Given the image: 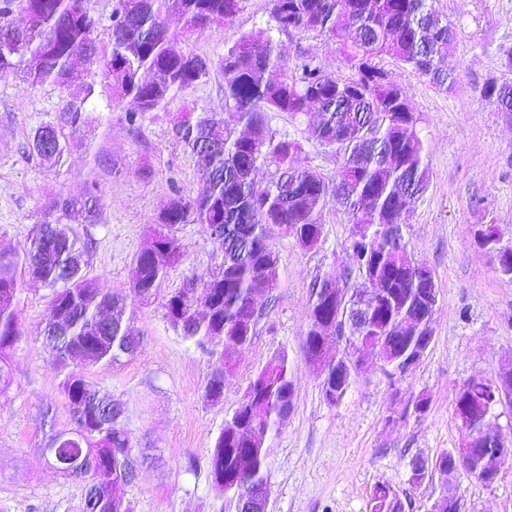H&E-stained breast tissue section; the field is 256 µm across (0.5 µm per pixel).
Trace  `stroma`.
<instances>
[{"mask_svg": "<svg viewBox=\"0 0 512 512\" xmlns=\"http://www.w3.org/2000/svg\"><path fill=\"white\" fill-rule=\"evenodd\" d=\"M456 33L445 51L455 83L442 89L402 71L399 83L421 117L430 171L427 191L407 210L403 235L410 253L433 271L440 289L432 343L416 367L392 375L368 359L346 396L328 404L317 371L302 358L309 285L328 269L352 267V224L343 208L327 206L323 233L310 250L282 230L269 232L280 257V282L256 303L255 334L224 380V400L205 396L206 354L175 331L159 305L139 306L133 292L135 257L173 188L202 192L197 163L174 142L173 125L183 108L221 113L224 76L219 63L242 35L269 27L270 0H247L244 10L187 37L185 50L208 55V80L168 108L146 113L140 135L129 133L124 108L108 110L109 92L97 86L85 121L68 130V149L57 166L27 148L33 128L56 120L67 99L52 83L30 85L19 74L0 78V250L22 251L45 219L51 191L83 196L97 184L103 202L89 228L92 247L85 272L105 292L126 297L142 349L119 362L88 367V378L111 393L141 465L126 488L135 512H237L233 500L211 488L210 454L224 421L251 378L277 353L293 365L294 408L272 437L266 459L268 512H370L376 485L387 484L405 501V512H431L441 491L454 493L461 512H512V455L484 483L458 472L410 481L414 457L436 460L459 447L462 429L454 411L457 389L474 378L512 368V280L500 276L475 233L492 225L512 246V116L483 95L493 79L512 81L503 66L512 52V0H435ZM283 61L314 57L324 73L348 78L340 41L312 34L280 33ZM273 128L306 142L297 158L326 177L341 159L334 149L308 141L305 127L287 117ZM183 256L167 287L206 276L220 262V248L206 225L183 224L177 232ZM50 291L26 282L18 320L21 336L11 352V384L0 393V512H83L84 485L49 468L41 455L50 429L70 426L55 352L42 343ZM423 412H415L417 401Z\"/></svg>", "mask_w": 512, "mask_h": 512, "instance_id": "stroma-1", "label": "stroma"}]
</instances>
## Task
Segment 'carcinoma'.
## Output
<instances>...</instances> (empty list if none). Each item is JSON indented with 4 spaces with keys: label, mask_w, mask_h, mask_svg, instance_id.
<instances>
[{
    "label": "carcinoma",
    "mask_w": 512,
    "mask_h": 512,
    "mask_svg": "<svg viewBox=\"0 0 512 512\" xmlns=\"http://www.w3.org/2000/svg\"><path fill=\"white\" fill-rule=\"evenodd\" d=\"M90 0H0V76L21 73L31 85L46 82L72 85L70 64L86 61V78L66 100L57 120L33 129L29 148L41 160L57 164L64 156L67 134L83 120L95 86L111 91L113 100L129 98L137 109L125 114L128 130L140 129L147 112L167 108L193 91L210 74L211 60L185 51L168 26L175 12L183 35L203 33L208 26L244 9L246 0H117L108 42L97 39L99 19ZM273 29L279 33L314 32L337 38L346 51L354 77L327 75L304 57L288 67L276 51L271 31L243 35L224 52V108L239 114L250 127L238 135L224 127L215 112L187 109L174 126L175 143L198 159L205 193L175 192L157 219L167 226L163 236L151 235L135 258L133 288L140 304L160 302L170 324L184 338L207 351L210 372L206 389L215 400L224 396V371L238 351L250 343L254 329L245 314L254 313L256 297L278 287L279 257L268 241L271 224L293 225L292 238L303 249L319 243L322 211L336 204L352 219V244L369 241L371 254L353 269L328 270L309 287L304 359L325 349L320 320H331L339 336L385 337V365L401 374L406 359L419 347L418 337L432 335L434 309L420 301V261L413 258L398 224L410 202L429 185L421 118L394 78V68L409 70L441 88L452 87L454 69L437 61L438 49L454 37L439 18L433 0H271ZM26 16L24 26L9 22L15 6ZM484 95L504 111L512 102V84L491 80ZM321 119L310 127L309 139L343 155L333 180L296 165L303 143L271 126V116L286 115L308 123L311 106ZM100 197L93 188L82 198L63 193L46 203L47 219L35 229L22 253L0 252V392L9 385L7 352L19 341L17 314L26 279L51 289L44 341L56 350L64 369L62 390L69 406L72 434L52 432L45 444L74 463L63 475L85 483L84 512H134L125 487L138 474L139 459L122 425V410L112 396L91 382L84 367L110 364L132 356L140 340L126 324L123 299L100 292L82 273L90 242L76 224L98 222ZM181 224H206L221 247L217 271L192 278L171 292L162 288L168 269L181 257L176 235ZM355 280L354 297L334 299L328 284ZM378 280L381 288L367 325L349 326L355 297ZM425 317L414 335L395 340L388 328L408 316ZM325 383L335 392L325 397L340 402L348 389L347 373L336 376V364L325 366ZM467 400L482 416L486 407L483 380L464 384ZM292 365L281 352L247 385L234 410L236 427L222 429L210 457L211 487L218 495L235 497L238 490L265 482L268 441L293 409ZM436 465L458 466L478 477L480 457L457 463L449 452Z\"/></svg>",
    "instance_id": "cac0c4a2"
}]
</instances>
